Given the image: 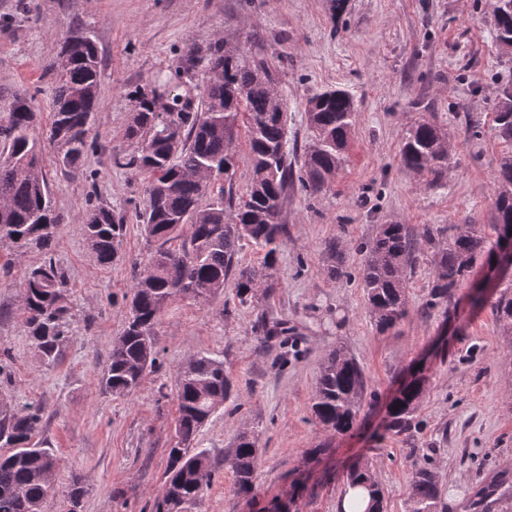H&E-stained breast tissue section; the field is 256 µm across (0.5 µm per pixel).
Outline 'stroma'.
<instances>
[{
	"label": "stroma",
	"instance_id": "stroma-1",
	"mask_svg": "<svg viewBox=\"0 0 512 512\" xmlns=\"http://www.w3.org/2000/svg\"><path fill=\"white\" fill-rule=\"evenodd\" d=\"M492 0H0V90L34 96L51 195L61 224L52 240L69 277L70 337L58 364L41 359L19 312L17 284L44 253L0 245V352L10 354L0 401L41 404L38 438L60 458L45 512H64L72 485L80 512H155L176 442L178 369L190 359H223L229 399L198 437L215 467L199 512H337L346 476L367 464L385 493L386 512H409V482L435 469L447 512H470L478 488L512 475V341L494 311L498 289L473 305L469 285L447 308L425 310L433 278L430 254L409 276L408 313L379 331L357 279H328L326 246L339 240L348 266L356 244L388 220L486 225L495 176L512 142L495 130V98L512 85V59L497 46ZM89 26L102 55L100 107L90 133L97 149L83 171L61 168L47 143L55 75L48 65L73 24ZM228 39L276 68L288 95V137H310L308 92L346 86L358 100L348 159L329 191L311 198L289 190L281 219L288 239L276 255L274 284L243 301L233 288L209 304L178 299L160 318L159 366L131 396L101 387L113 342L124 329L127 295L151 245L136 214L146 183L115 155L132 153L125 137L135 86L157 71L204 56ZM436 115L450 135L452 164L442 189L398 164L402 136ZM126 217L119 261L98 265L83 235L92 202ZM286 324L262 341L259 320ZM344 346L365 377L353 430L334 435L311 411L319 365ZM426 364L430 383L407 435L387 431L388 404L410 367ZM254 431L261 459L255 491L234 488L230 449Z\"/></svg>",
	"mask_w": 512,
	"mask_h": 512
}]
</instances>
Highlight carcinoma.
Listing matches in <instances>:
<instances>
[{
  "label": "carcinoma",
  "instance_id": "obj_1",
  "mask_svg": "<svg viewBox=\"0 0 512 512\" xmlns=\"http://www.w3.org/2000/svg\"><path fill=\"white\" fill-rule=\"evenodd\" d=\"M490 24L498 46L512 54V0H494ZM214 76L202 87L187 83L198 57L192 56L130 92L134 101L125 137L134 145L129 156H116L118 166L135 168L147 181L145 207L139 222L155 243L128 297V321L113 344L102 375V389L128 397L146 374L157 368L155 336L164 307L177 298L206 304L233 285L241 300L268 287L277 249L288 237L281 220L285 190L297 181L310 197L330 188L344 166L352 127L358 112L356 95L348 88L327 87L309 92L305 112L311 139L303 162L295 168L297 145L288 140L287 94L276 82L268 62L244 53L229 39L217 41L205 55ZM102 58L92 31L81 23L68 31L54 62L56 88L49 139L60 162L77 169L88 153L89 133L99 107ZM0 241L16 248L35 244L48 249L61 223L51 203L36 134L38 111L33 97L13 95L0 110ZM498 136L512 141V86L497 95ZM249 143L251 178L240 195L215 186L219 178L232 181L237 167L233 149L240 127ZM452 156L448 130L435 116L406 129L399 164L407 172L427 177V185L443 188ZM488 240L481 225L467 222L444 228L423 224L412 230L389 221L376 225L372 236L359 243L357 276L371 317L385 331L407 314V272L417 254H432L434 277L427 307L446 306L455 291L471 280L479 262L492 266L512 244V155L500 160ZM125 218L109 206L97 204L87 214L84 236L96 261L108 266L120 259L126 234ZM265 251L261 267L238 268L235 259L242 242ZM326 274L349 275L344 246H327ZM68 281L55 260L43 263L19 282L20 309L39 356L56 363L69 333L66 304ZM494 310L507 333L512 332V279L499 285ZM428 380L405 387L389 408V430L402 434L416 427L415 414ZM231 381L224 360L200 355L178 371L175 401L177 444L168 449L166 481L156 512H198L212 471L208 452L192 446L202 428L224 404ZM364 393V375L356 360L342 348L332 350L319 367L313 411L329 431L342 434L356 422ZM42 408L19 409L0 405V512H44L51 493V477L59 459L35 440ZM236 494L255 487L260 459L254 433L240 432L233 448ZM347 482L362 486L369 498L366 512H384V492L366 466H357ZM512 497V481L502 478L485 484L471 502L473 512H491L494 504ZM412 512H445L436 472L422 466L410 483Z\"/></svg>",
  "mask_w": 512,
  "mask_h": 512
}]
</instances>
